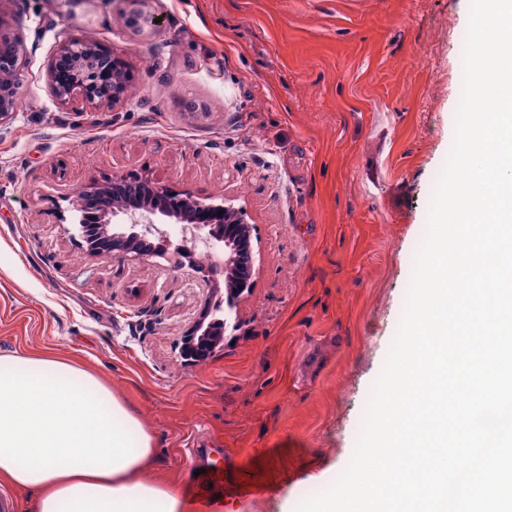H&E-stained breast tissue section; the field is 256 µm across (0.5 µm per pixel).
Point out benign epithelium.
Here are the masks:
<instances>
[{
  "instance_id": "1",
  "label": "benign epithelium",
  "mask_w": 512,
  "mask_h": 512,
  "mask_svg": "<svg viewBox=\"0 0 512 512\" xmlns=\"http://www.w3.org/2000/svg\"><path fill=\"white\" fill-rule=\"evenodd\" d=\"M101 47L87 36L71 37L62 43L57 56L71 66L64 79L52 74L54 95L62 105L78 95L90 105L120 103L127 92L129 73L121 61L107 64L99 54ZM20 55L0 56V127L7 124L16 111V92L12 77L20 72ZM99 212L93 214V223L80 218L82 237L94 255L104 254L112 259H130L140 256L137 245L146 238L157 240V253L168 251L179 257L192 255L188 243L204 240L207 245L224 243V256L194 265L197 283L210 287L219 271H224L228 288L227 305L232 307L238 298L252 286L253 273H243L241 255H250V226L246 224L242 208L232 205H211L186 193L175 197L178 207L161 208L151 200L123 201L110 187L97 189ZM182 224L181 240L173 244L162 228L169 220Z\"/></svg>"
}]
</instances>
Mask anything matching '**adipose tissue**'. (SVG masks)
Instances as JSON below:
<instances>
[{"label":"adipose tissue","instance_id":"1","mask_svg":"<svg viewBox=\"0 0 512 512\" xmlns=\"http://www.w3.org/2000/svg\"><path fill=\"white\" fill-rule=\"evenodd\" d=\"M152 439L103 381L54 352L0 356V485L32 512H195L140 473Z\"/></svg>","mask_w":512,"mask_h":512}]
</instances>
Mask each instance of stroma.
Returning <instances> with one entry per match:
<instances>
[{
  "label": "stroma",
  "instance_id": "1",
  "mask_svg": "<svg viewBox=\"0 0 512 512\" xmlns=\"http://www.w3.org/2000/svg\"><path fill=\"white\" fill-rule=\"evenodd\" d=\"M0 0L23 55L0 127V356L55 351L153 438L143 472L191 489L215 449L223 512H296L351 461L394 340L435 178L455 139L454 36L471 0ZM86 35L131 75L116 106L58 104L50 67ZM147 178L243 208L253 288L197 365L184 332L224 286L173 256L86 250L72 200Z\"/></svg>",
  "mask_w": 512,
  "mask_h": 512
}]
</instances>
